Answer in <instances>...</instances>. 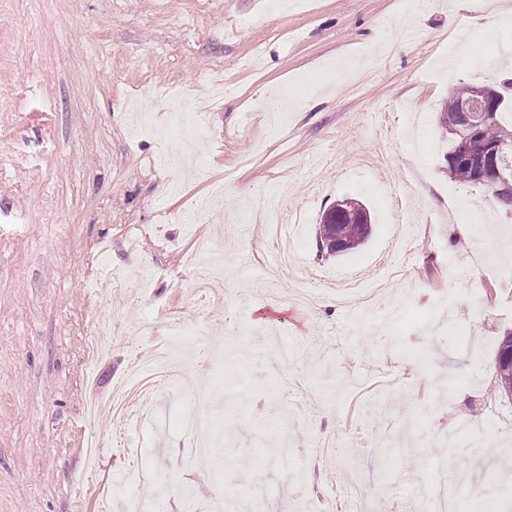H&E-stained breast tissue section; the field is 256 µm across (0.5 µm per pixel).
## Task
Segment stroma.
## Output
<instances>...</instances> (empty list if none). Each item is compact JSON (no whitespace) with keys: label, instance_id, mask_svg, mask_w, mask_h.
Segmentation results:
<instances>
[{"label":"stroma","instance_id":"35a3bbf8","mask_svg":"<svg viewBox=\"0 0 512 512\" xmlns=\"http://www.w3.org/2000/svg\"><path fill=\"white\" fill-rule=\"evenodd\" d=\"M495 0H0V512H159L237 468L238 512H458L512 497V214L446 173L435 116L451 90L506 88L512 21ZM206 136L168 137V93ZM370 209L358 251L320 262L336 200ZM306 213L313 277L403 270L371 311L325 310L270 281L264 215ZM467 210L470 241L447 214ZM216 248L223 300L192 278ZM114 335L95 341L99 322ZM182 325L184 335L172 333ZM147 416L89 419L152 348ZM212 418L208 461L179 430ZM511 341H512V333L510 332L506 336L503 337V339L499 345V349L497 352L495 365H494V373H495V378L497 381L498 389L502 395H505L507 397H508V391H510V393L512 395V360H508V359L504 360V359L498 358V357L501 352V349L504 346L509 345V343L511 344Z\"/></svg>","mask_w":512,"mask_h":512}]
</instances>
